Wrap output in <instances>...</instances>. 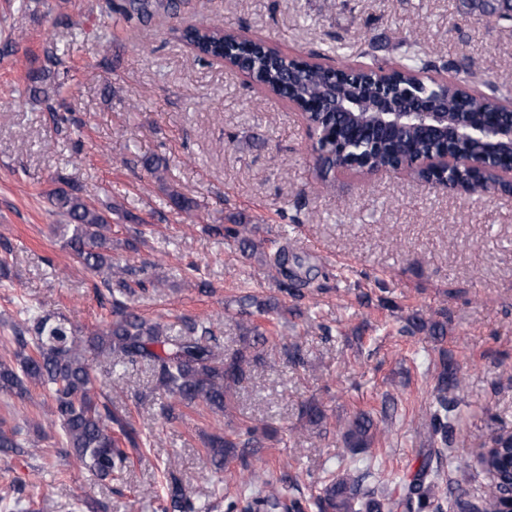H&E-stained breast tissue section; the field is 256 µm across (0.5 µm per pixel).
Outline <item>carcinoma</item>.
Listing matches in <instances>:
<instances>
[{"instance_id":"carcinoma-1","label":"carcinoma","mask_w":512,"mask_h":512,"mask_svg":"<svg viewBox=\"0 0 512 512\" xmlns=\"http://www.w3.org/2000/svg\"><path fill=\"white\" fill-rule=\"evenodd\" d=\"M470 13L492 15L512 22V0H463ZM177 11L175 0H112L110 9L116 19L147 26L159 9ZM183 38L202 59L227 56L248 73L260 87L289 100L308 111L318 106L310 117L324 128L344 126L352 119L366 124L370 114L357 111L355 117L327 112L320 98L321 88L339 82L347 90L355 88L372 92L377 87V70L345 65L332 70L320 64L303 67L298 60L266 46L260 40L243 39L224 28L192 25L183 29ZM433 50L414 42L406 50L405 63L389 69V82L396 89L417 84L420 91L448 103V113L467 109L476 120H482L501 109L500 97L494 83L483 84L488 94H473L457 81L440 76L448 65H437ZM445 144L418 130H407L382 139L352 142L348 152L367 158L368 167L381 169L397 161L410 163L417 177L428 181L432 174L418 165V159L431 149ZM336 138L326 136L314 147L316 168L321 188L329 187L328 175L336 164ZM143 167L159 183L166 180L167 163L146 159ZM59 186L49 193L54 212L63 219L59 225L64 245L91 271L105 275L107 288L117 287L122 295L136 290L127 281L129 268L112 263L108 250L112 240L107 235L112 214V201L104 200L89 190L72 184L66 177L57 179ZM450 184H465L475 200H484L496 192V187L463 169L448 176ZM174 209L188 218L197 207L195 200L172 188L168 193ZM208 232L237 241L246 255H252L257 245L251 238L248 224L224 226L211 224ZM239 314L265 315L282 310L277 302L259 300L245 295L238 301ZM242 348L230 355L216 343L211 327L203 322L182 321L179 334H169L168 326L152 322L137 314L120 299L112 301V320L102 328L83 333L61 318L26 311V317L14 328L13 353L16 365L0 361V392L20 399L30 396L28 383L47 387L52 400V414L62 431V447L67 448L92 476L100 480L112 478L128 464L129 455L122 442L136 447L137 436L129 430L109 404L96 391V369L109 373L117 367L146 364L155 379L156 387L187 406L201 403L211 412L224 417V434H213L206 441V462L221 469L234 462L239 464L240 486L232 496L225 497V512H441L448 500L449 484L445 467L456 471L469 467L468 462L453 460L450 448L460 434V418L455 414L458 394L463 389L457 363L444 349L434 363L435 384L431 401L423 415L427 427L428 448L416 472L402 479L398 486L363 487L366 474L345 473L325 483L317 495L308 499L293 497L283 501V492L273 482L262 477L253 467L255 448L263 439L272 438L266 428L234 425L231 396L249 379L251 368L267 361L259 349H276L277 343L267 330L251 323L243 327ZM428 331L431 336L444 334V324L413 318L401 332L414 334ZM302 418L313 428H320L325 415L315 402L302 406ZM344 447L357 456L372 447L381 433L378 422L368 412H360L338 423ZM20 431L0 428V453L21 454L24 447ZM502 447L486 449L477 457L487 472L502 469L512 457V432H500ZM168 494L163 512H206L183 488L173 465L167 467Z\"/></svg>"}]
</instances>
